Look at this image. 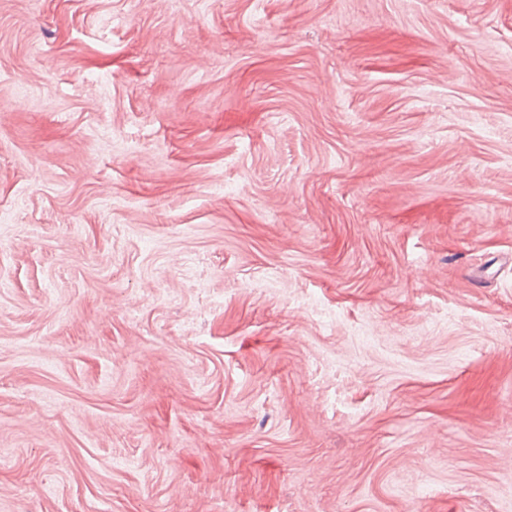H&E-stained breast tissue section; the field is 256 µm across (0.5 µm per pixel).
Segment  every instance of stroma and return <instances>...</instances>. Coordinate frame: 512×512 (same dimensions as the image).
<instances>
[{"label": "stroma", "mask_w": 512, "mask_h": 512, "mask_svg": "<svg viewBox=\"0 0 512 512\" xmlns=\"http://www.w3.org/2000/svg\"><path fill=\"white\" fill-rule=\"evenodd\" d=\"M0 512H512V0H0Z\"/></svg>", "instance_id": "stroma-1"}]
</instances>
